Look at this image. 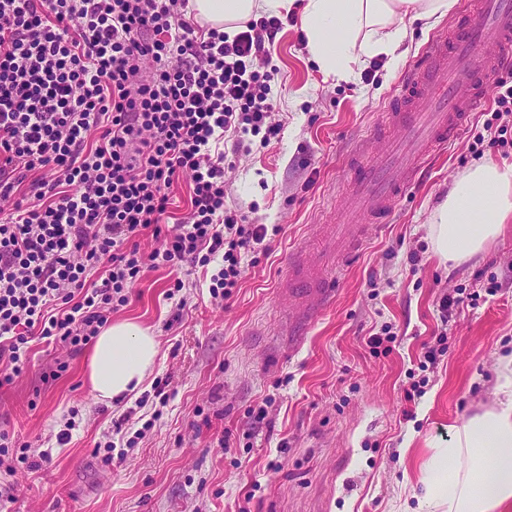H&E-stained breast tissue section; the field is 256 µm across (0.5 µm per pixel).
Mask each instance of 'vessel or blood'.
Segmentation results:
<instances>
[{"label":"vessel or blood","mask_w":512,"mask_h":512,"mask_svg":"<svg viewBox=\"0 0 512 512\" xmlns=\"http://www.w3.org/2000/svg\"><path fill=\"white\" fill-rule=\"evenodd\" d=\"M512 67V0H476L450 34L429 42L376 133L378 159L354 171V188L343 206L336 240L363 243L367 221L386 217L396 195L414 179L419 159L446 145L489 97L500 74ZM331 296L323 263L291 258L282 305L312 312Z\"/></svg>","instance_id":"1"}]
</instances>
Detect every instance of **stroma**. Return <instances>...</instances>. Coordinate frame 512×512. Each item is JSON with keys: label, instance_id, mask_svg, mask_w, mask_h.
I'll return each mask as SVG.
<instances>
[{"label": "stroma", "instance_id": "1", "mask_svg": "<svg viewBox=\"0 0 512 512\" xmlns=\"http://www.w3.org/2000/svg\"><path fill=\"white\" fill-rule=\"evenodd\" d=\"M454 19L415 22L393 55L347 80L311 61L298 12L284 19L270 63L281 139L224 162L225 207L278 234L243 255L223 299L210 291L221 261L144 266L109 316L136 320L159 342L134 395L98 401L84 382L86 352L31 341L26 373L0 387V430L31 447L29 464L0 470V512H418L420 464L493 404L499 359L512 352V223L457 263L436 255L429 225L473 163L512 164V147L475 145L497 134L489 109L425 165L387 222L366 225L359 251L326 255L334 296L291 337L279 293L296 247L317 256L355 162L374 161L359 143ZM169 194L161 233L138 238L144 253L186 220L190 177ZM448 296L457 303L445 311ZM439 342L444 353L425 362V346ZM61 361L67 370L51 378Z\"/></svg>", "mask_w": 512, "mask_h": 512}]
</instances>
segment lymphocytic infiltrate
Returning a JSON list of instances; mask_svg holds the SVG:
<instances>
[{
  "mask_svg": "<svg viewBox=\"0 0 512 512\" xmlns=\"http://www.w3.org/2000/svg\"><path fill=\"white\" fill-rule=\"evenodd\" d=\"M188 0H0V385L21 376L38 337L78 351L144 261L208 265L230 295L241 254L267 236L224 206L225 141L268 146L281 134L268 58L278 17L227 38L183 17ZM52 179L29 181L31 172ZM193 182L191 214L143 255L176 176ZM30 182L35 200L15 194ZM108 274L87 287L97 264Z\"/></svg>",
  "mask_w": 512,
  "mask_h": 512,
  "instance_id": "f902f5d3",
  "label": "lymphocytic infiltrate"
}]
</instances>
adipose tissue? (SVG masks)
<instances>
[{"label":"adipose tissue","instance_id":"obj_1","mask_svg":"<svg viewBox=\"0 0 512 512\" xmlns=\"http://www.w3.org/2000/svg\"><path fill=\"white\" fill-rule=\"evenodd\" d=\"M456 0H306L300 26L312 61L325 75L351 77L353 65L392 53L411 22L444 16ZM295 0H193L200 18L235 35L237 21L263 11H292ZM512 218V166L480 161L457 178L433 209L437 254L459 262L496 239ZM159 344L149 329L124 320L103 328L88 358L95 398L136 391L150 374ZM496 402L457 427L420 470L427 512H512V353L501 359Z\"/></svg>","mask_w":512,"mask_h":512}]
</instances>
